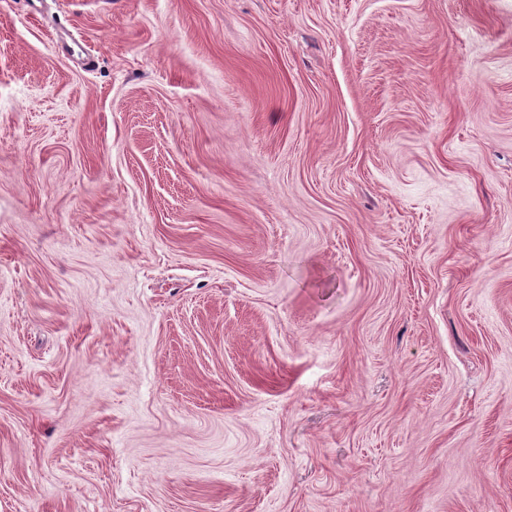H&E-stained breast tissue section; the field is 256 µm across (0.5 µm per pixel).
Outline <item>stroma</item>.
I'll return each mask as SVG.
<instances>
[{
    "instance_id": "35a3bbf8",
    "label": "stroma",
    "mask_w": 512,
    "mask_h": 512,
    "mask_svg": "<svg viewBox=\"0 0 512 512\" xmlns=\"http://www.w3.org/2000/svg\"><path fill=\"white\" fill-rule=\"evenodd\" d=\"M0 512H512V0H0Z\"/></svg>"
}]
</instances>
